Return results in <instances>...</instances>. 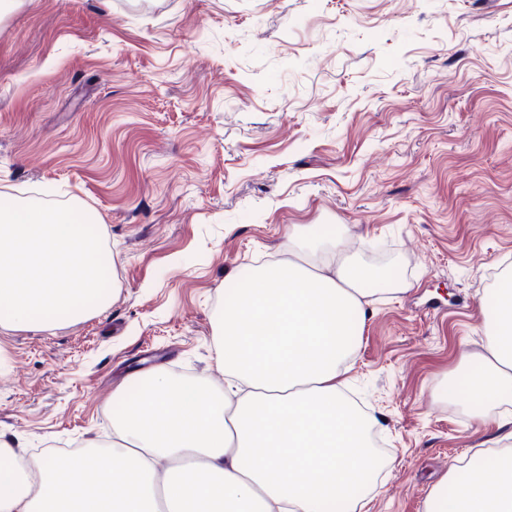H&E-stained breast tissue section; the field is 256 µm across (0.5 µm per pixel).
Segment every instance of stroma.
I'll return each instance as SVG.
<instances>
[{"mask_svg": "<svg viewBox=\"0 0 512 512\" xmlns=\"http://www.w3.org/2000/svg\"><path fill=\"white\" fill-rule=\"evenodd\" d=\"M0 195L77 205L112 251L105 306L0 328V440L29 454L106 444L153 368L223 383L226 291L309 224L407 284L348 374L382 423L360 512H424L511 411L472 419L459 349L512 273V0H15Z\"/></svg>", "mask_w": 512, "mask_h": 512, "instance_id": "35a3bbf8", "label": "stroma"}]
</instances>
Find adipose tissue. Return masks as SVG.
<instances>
[{"label": "adipose tissue", "mask_w": 512, "mask_h": 512, "mask_svg": "<svg viewBox=\"0 0 512 512\" xmlns=\"http://www.w3.org/2000/svg\"><path fill=\"white\" fill-rule=\"evenodd\" d=\"M348 233L288 242L287 259L255 267L225 302L213 336L223 385L153 371L113 417L109 448L0 468V512H355L347 487L378 468L380 421L353 406L344 376L377 294L405 284L349 259ZM460 362L481 402L512 403V278ZM502 439L435 485L425 512H512V429Z\"/></svg>", "instance_id": "1"}]
</instances>
